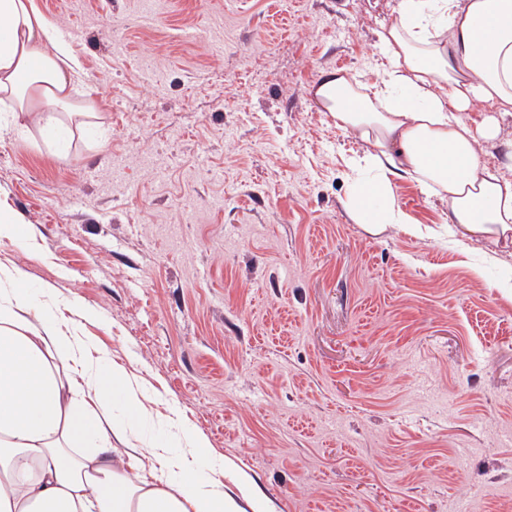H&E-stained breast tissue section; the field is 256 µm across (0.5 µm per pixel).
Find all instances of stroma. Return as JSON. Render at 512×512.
Wrapping results in <instances>:
<instances>
[{
  "label": "stroma",
  "instance_id": "obj_1",
  "mask_svg": "<svg viewBox=\"0 0 512 512\" xmlns=\"http://www.w3.org/2000/svg\"><path fill=\"white\" fill-rule=\"evenodd\" d=\"M137 3L35 0L98 123H0V211L26 229L0 266L90 312L149 411L106 418L139 448L206 440L196 470L238 512H512V245L459 241L401 178L409 225L353 223L366 145L313 95L375 80L397 0ZM489 117L482 160L512 177V113L466 114Z\"/></svg>",
  "mask_w": 512,
  "mask_h": 512
}]
</instances>
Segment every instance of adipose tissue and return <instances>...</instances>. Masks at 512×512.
<instances>
[{
  "label": "adipose tissue",
  "mask_w": 512,
  "mask_h": 512,
  "mask_svg": "<svg viewBox=\"0 0 512 512\" xmlns=\"http://www.w3.org/2000/svg\"><path fill=\"white\" fill-rule=\"evenodd\" d=\"M380 51L372 84L326 72L314 90L367 145L349 162L361 178L353 221L409 223L391 191L396 176L446 199L457 235L512 242V179L480 159L481 140L499 127L476 131L464 118L480 103L512 110V0H399ZM76 67L34 0H0V94L14 120L47 129L96 118L95 103L76 95ZM140 394L123 367L87 356L29 289L1 288L0 512H233L189 465L204 455L202 439L161 460L125 447L122 426L104 428L97 408L118 396L141 413Z\"/></svg>",
  "instance_id": "ef3b65f1"
}]
</instances>
